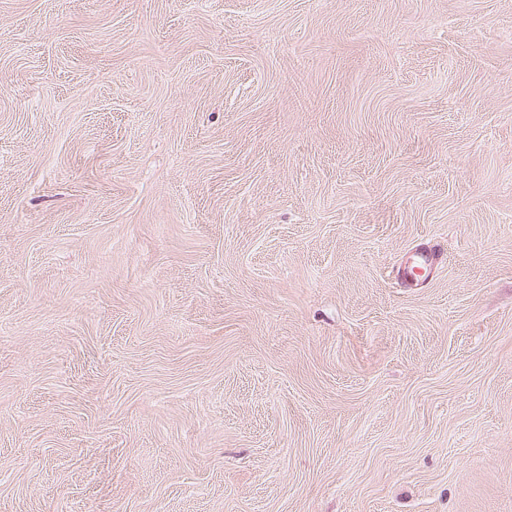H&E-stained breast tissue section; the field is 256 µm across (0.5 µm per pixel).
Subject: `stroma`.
Segmentation results:
<instances>
[{
	"mask_svg": "<svg viewBox=\"0 0 512 512\" xmlns=\"http://www.w3.org/2000/svg\"><path fill=\"white\" fill-rule=\"evenodd\" d=\"M0 512H512V0H0Z\"/></svg>",
	"mask_w": 512,
	"mask_h": 512,
	"instance_id": "obj_1",
	"label": "stroma"
}]
</instances>
